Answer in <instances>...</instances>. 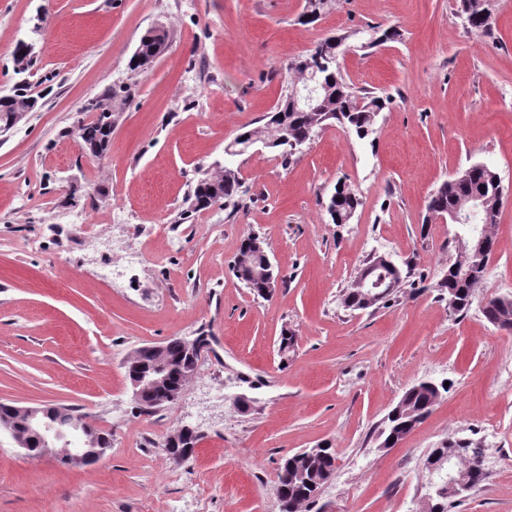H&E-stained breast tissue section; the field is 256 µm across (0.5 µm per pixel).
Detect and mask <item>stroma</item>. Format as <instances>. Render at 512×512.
<instances>
[{
	"label": "stroma",
	"mask_w": 512,
	"mask_h": 512,
	"mask_svg": "<svg viewBox=\"0 0 512 512\" xmlns=\"http://www.w3.org/2000/svg\"><path fill=\"white\" fill-rule=\"evenodd\" d=\"M304 0H0V92L23 83L35 111L0 134V401L75 407L111 432L98 462L32 459L0 434V512H279L284 458L326 443L338 463L309 512H424L433 449L465 440L490 464L448 512H512V330L483 300L512 295V0H494L489 32L457 0H338L312 24ZM165 51L129 61L157 24ZM393 27L395 41L352 48L356 86L389 97L375 131L332 126L283 163L257 145L235 160L243 188L225 204L186 198L224 148L263 125L286 92L288 65L322 39ZM32 46L18 69L14 48ZM113 111L105 157L83 154L88 103ZM501 177L496 245L467 315L438 285L457 258V225L424 223L429 196L474 163ZM357 193L350 223L327 203ZM178 235L179 249L167 238ZM270 246L282 280L251 293L232 265L244 238ZM143 262L113 286L102 272ZM374 255L403 281L390 300L349 310L342 296ZM295 347L279 353L283 331ZM209 334L179 400L142 414L127 359L145 345ZM446 383L431 415L395 448L378 434L404 392ZM253 402L234 406L236 394ZM203 435L177 464L162 445ZM494 430L495 441L482 435ZM360 205L359 198L344 183L337 184L327 211L335 224H347Z\"/></svg>",
	"instance_id": "obj_1"
}]
</instances>
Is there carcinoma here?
I'll return each mask as SVG.
<instances>
[{
	"instance_id": "1",
	"label": "carcinoma",
	"mask_w": 512,
	"mask_h": 512,
	"mask_svg": "<svg viewBox=\"0 0 512 512\" xmlns=\"http://www.w3.org/2000/svg\"><path fill=\"white\" fill-rule=\"evenodd\" d=\"M334 5L335 0H306L304 12L319 18ZM458 9L461 15L468 18L469 27L473 30H487L493 24L492 0H459ZM353 35H358V32L329 36L289 64L288 72L292 75L288 82L290 88L295 85L304 86L309 82L308 75L318 72L315 111H310L308 106L294 99L288 92L281 98L265 125L238 134L233 143L245 148L252 138H262L287 161L295 156L292 142L309 141L333 124L355 131L360 138L374 130L376 115L386 107L390 98L360 90L345 79L341 59L346 50V41ZM166 38L165 34L147 31L140 39L135 56L130 60L131 67H149L162 53ZM36 105L37 100L28 95L25 85L15 86L11 102L0 103V127L12 123L17 113L33 109ZM78 136L86 144L101 142L106 136L103 116L98 114L93 121L81 125ZM240 187L238 171L224 170V185L219 187L224 198L237 195ZM500 189L502 180L498 173L484 164H473L443 182L431 195L426 211L450 212L460 209L466 223L460 225L463 236L458 239L459 251H465L466 235L474 232L487 235L489 247L493 249L495 238L491 228L497 223L501 208ZM359 205V198L348 186L339 183L330 198L327 211L333 223L346 224ZM256 242L268 247L266 241L258 236L244 239L238 249L234 270L237 278L247 288L259 294L262 281L256 278L254 270L261 256L254 250ZM486 269L487 266L476 264L463 274L448 268V275L439 283V288L448 296L449 309L459 315L470 310ZM482 314L493 326L511 330L512 295L494 296L485 300ZM165 345L169 356V379L175 384L187 382L188 369L180 338H172ZM439 395V387L428 380L407 389L402 396L406 406L397 418L386 422L380 433L384 437L383 443H388L391 438L396 442L402 441L412 425L422 423L431 414ZM481 456L482 451L477 449L473 451V460L451 464L456 471L466 474L465 482L473 489L480 486L486 476ZM334 460L336 453L330 447L323 448L322 455L313 459L295 455L284 459L283 464L288 466V472L278 476L277 491L292 506L289 512H298L300 505L311 502V483L325 478V474L332 470Z\"/></svg>"
}]
</instances>
